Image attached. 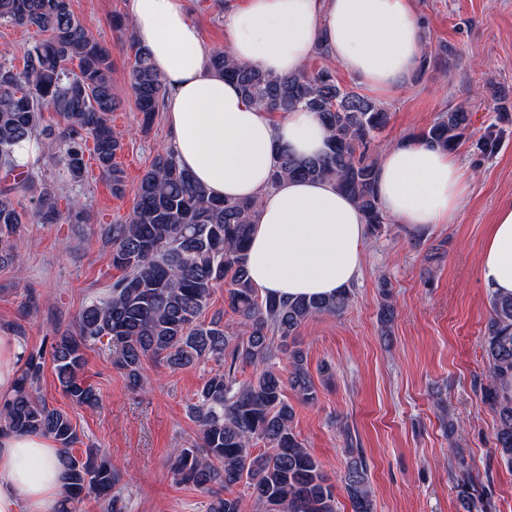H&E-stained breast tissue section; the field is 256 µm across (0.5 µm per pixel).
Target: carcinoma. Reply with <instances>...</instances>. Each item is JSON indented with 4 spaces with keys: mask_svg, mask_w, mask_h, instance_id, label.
I'll return each instance as SVG.
<instances>
[{
    "mask_svg": "<svg viewBox=\"0 0 512 512\" xmlns=\"http://www.w3.org/2000/svg\"><path fill=\"white\" fill-rule=\"evenodd\" d=\"M2 20L47 34L25 52L22 69L0 64V170L17 177L0 186V267H7L20 259L23 225L83 220L79 199H71L67 213H62L54 186L35 180L33 165L19 167L16 145L31 139L42 146L57 145L56 162L78 183L87 173L85 150L90 141L112 194L123 195L126 184L117 162L123 143L111 123L118 99L109 50L75 16L71 0H0ZM131 49L130 89L147 133L168 89L145 49L134 42ZM207 68L234 81L245 98L268 112L286 115L304 108L326 127V148L319 156L298 158L279 150L270 185L284 178L330 182L362 211L369 234L381 231L388 217L374 191L377 161L371 144L388 122L383 106L341 85L326 69L273 76L237 64L220 48L209 53ZM46 109L62 122L43 124ZM470 124L465 107L450 106L410 140L453 151ZM19 191L36 196L34 212L18 210L14 196ZM257 217V202L209 195L175 155L161 147L140 177L131 212L108 229L112 267L123 275L107 295L85 306L73 327L56 332L48 346H28L21 324L11 325L23 354L11 394L0 398V436L43 435L58 444L62 512H78L89 492L102 512L127 508L120 474L109 459L96 448L74 455L82 442L80 433L66 412L40 395L49 360L73 405L99 406V394L83 379L86 351L94 347L109 351L113 366L132 389L144 387L142 369L148 360L162 361L173 370L207 361L218 365L188 407L198 426L197 440L173 449L170 456V469L180 483L212 496L208 512H241L240 498L226 494L240 484L261 512H337L336 486L299 440L284 387L290 386L304 403L317 400L295 333L309 319L342 313L351 292L345 288L330 298L286 301L259 295L245 264ZM220 282L224 304L238 316L237 336L228 334L221 317L202 318ZM380 288L379 319L387 325L396 311L388 282L381 281ZM482 348L487 374L477 390L497 420L498 456L512 466L511 297L491 298ZM281 354L288 358L286 376L276 366ZM247 365L258 374L250 381L238 380V368ZM257 442L264 443L265 451L253 452ZM449 471L466 512H489L488 486L472 478L464 459H455ZM341 483L351 512H373L362 457H350Z\"/></svg>",
    "mask_w": 512,
    "mask_h": 512,
    "instance_id": "cac0c4a2",
    "label": "carcinoma"
}]
</instances>
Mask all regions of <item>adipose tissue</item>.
Wrapping results in <instances>:
<instances>
[{"label":"adipose tissue","mask_w":512,"mask_h":512,"mask_svg":"<svg viewBox=\"0 0 512 512\" xmlns=\"http://www.w3.org/2000/svg\"><path fill=\"white\" fill-rule=\"evenodd\" d=\"M137 42L169 90V149L211 195L259 203L247 251L252 282L280 299L335 295L355 280L367 228L362 213L325 182L271 185L276 147L320 154L327 132L315 113L280 121L205 66L207 50L184 0H127ZM225 53L274 75L307 64L319 40L371 90L398 88L422 50L412 0H245L224 11ZM470 175L453 152L406 141L387 148L375 190L388 216L421 229L452 223ZM491 294L512 296V203L501 206L480 257ZM59 451L42 435L0 438V512H59Z\"/></svg>","instance_id":"adipose-tissue-1"}]
</instances>
